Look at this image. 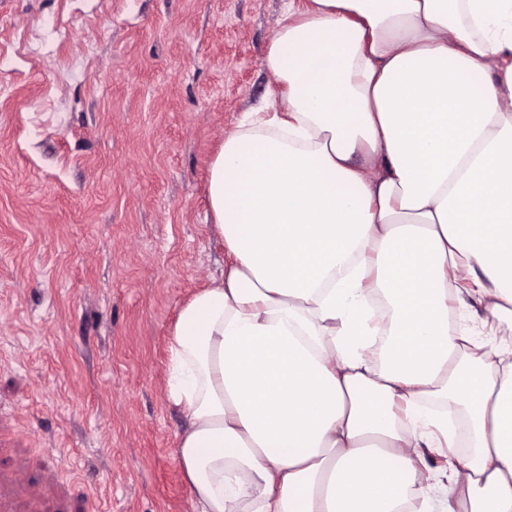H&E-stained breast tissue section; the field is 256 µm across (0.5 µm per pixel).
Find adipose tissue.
I'll return each instance as SVG.
<instances>
[{"instance_id": "ef3b65f1", "label": "adipose tissue", "mask_w": 512, "mask_h": 512, "mask_svg": "<svg viewBox=\"0 0 512 512\" xmlns=\"http://www.w3.org/2000/svg\"><path fill=\"white\" fill-rule=\"evenodd\" d=\"M166 391L191 512H512V0H284Z\"/></svg>"}]
</instances>
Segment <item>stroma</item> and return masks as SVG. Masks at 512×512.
<instances>
[{
  "mask_svg": "<svg viewBox=\"0 0 512 512\" xmlns=\"http://www.w3.org/2000/svg\"><path fill=\"white\" fill-rule=\"evenodd\" d=\"M282 0H0V512H189L165 396Z\"/></svg>",
  "mask_w": 512,
  "mask_h": 512,
  "instance_id": "stroma-1",
  "label": "stroma"
}]
</instances>
